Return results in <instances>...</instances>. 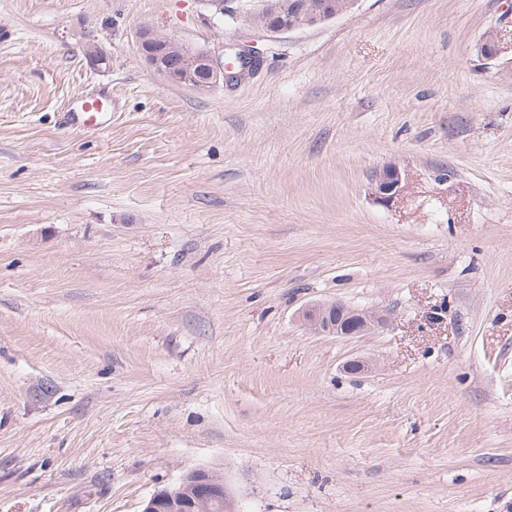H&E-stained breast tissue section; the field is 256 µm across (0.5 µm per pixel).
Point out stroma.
Returning a JSON list of instances; mask_svg holds the SVG:
<instances>
[{
	"mask_svg": "<svg viewBox=\"0 0 512 512\" xmlns=\"http://www.w3.org/2000/svg\"><path fill=\"white\" fill-rule=\"evenodd\" d=\"M260 6L0 0V512H140L194 468L241 512H512V0ZM143 27L262 63L172 83ZM336 301L393 317L299 318ZM262 8L258 13L250 15L248 19H253V22H290L296 18L298 11L303 8V12H308L310 9L318 8H331L336 12L345 10L350 5V0H264ZM336 15H331L329 12L317 10L307 13L303 19L293 22L290 26L275 24L256 25L261 29L269 32L281 33L290 32L305 27H311L321 22L329 20ZM375 194L381 199H391L400 184V174L396 169H386L372 178ZM301 319L317 334L367 336L389 321L387 312L355 308L342 302L315 305L302 311Z\"/></svg>",
	"mask_w": 512,
	"mask_h": 512,
	"instance_id": "35a3bbf8",
	"label": "stroma"
}]
</instances>
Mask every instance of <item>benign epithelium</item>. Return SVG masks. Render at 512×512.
<instances>
[{
    "label": "benign epithelium",
    "mask_w": 512,
    "mask_h": 512,
    "mask_svg": "<svg viewBox=\"0 0 512 512\" xmlns=\"http://www.w3.org/2000/svg\"><path fill=\"white\" fill-rule=\"evenodd\" d=\"M333 18L322 10L310 12L291 25L265 24L262 29L274 32H290L311 27ZM176 40L158 36L151 28L143 27L138 33L139 50L145 61L168 80L183 77V83L205 90L216 83L242 78L252 73L260 64L261 57L253 50L241 49L234 53V63L222 65L207 51H190L181 47V59L175 65L162 68L158 54ZM90 65L95 69L109 66L104 50L91 44L86 49ZM375 194L381 199H391L400 184V174L386 169L372 178ZM301 319L317 334L336 336H367L384 327L389 315L379 310L355 308L342 302L315 305L302 311ZM234 510L232 496L224 484V477L207 469L187 471L173 486L154 492L145 502L141 512H224Z\"/></svg>",
    "instance_id": "1"
}]
</instances>
